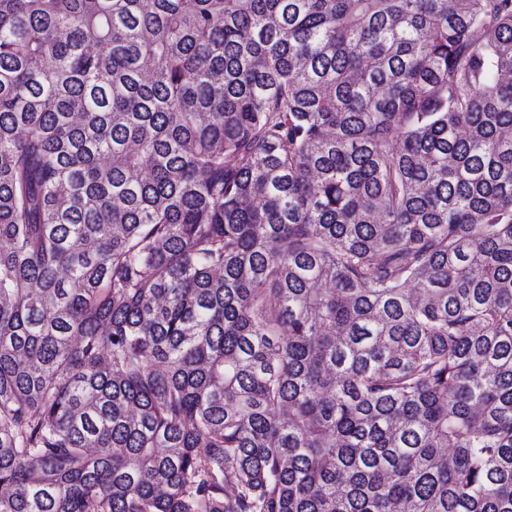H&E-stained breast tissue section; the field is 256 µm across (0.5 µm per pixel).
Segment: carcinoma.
I'll return each mask as SVG.
<instances>
[{"instance_id":"carcinoma-1","label":"carcinoma","mask_w":512,"mask_h":512,"mask_svg":"<svg viewBox=\"0 0 512 512\" xmlns=\"http://www.w3.org/2000/svg\"><path fill=\"white\" fill-rule=\"evenodd\" d=\"M0 512H512V0H0Z\"/></svg>"}]
</instances>
